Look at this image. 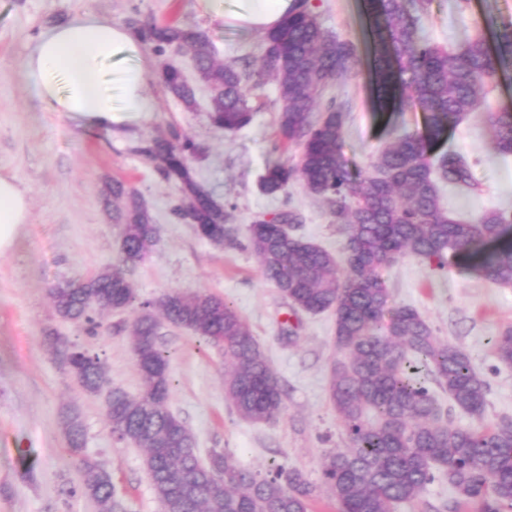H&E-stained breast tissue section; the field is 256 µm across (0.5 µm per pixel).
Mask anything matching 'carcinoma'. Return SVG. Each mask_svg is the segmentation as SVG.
<instances>
[{
  "mask_svg": "<svg viewBox=\"0 0 512 512\" xmlns=\"http://www.w3.org/2000/svg\"><path fill=\"white\" fill-rule=\"evenodd\" d=\"M432 0H366L374 53L368 65L374 105L384 112L418 107L426 115L422 133L395 136L379 153L372 172L356 179L343 152L342 109L330 102L315 112L328 80L361 64L358 48L323 29L299 3L275 31L265 36L263 69L279 85L277 126L285 145L301 148L299 163L270 164L263 176L266 192L285 190L293 181L323 200L345 225L342 259L290 235L300 222L288 210L252 222L245 248L258 259L264 277L292 307L335 315V355L329 400L343 424L348 446L332 448L321 461V483L338 512H395L419 500L436 475L448 480L455 497L447 512L472 505L476 512L512 509V421L494 429L464 428L442 421L437 401L426 386L433 380L454 406L480 419L487 383L469 357L435 336L414 308L388 312L389 289L382 272L405 256L439 267L464 257L482 280L512 286V215L499 210L462 223L440 201V183L468 186L462 157L430 153L448 132L473 112L483 110L481 93L512 58V19L500 22L496 47L468 40L448 50L429 39L420 20ZM144 44L163 55L171 46L191 52L201 80L214 87L210 120L233 133L252 118L246 75L233 62L215 64L208 36L172 24L140 27ZM164 88L185 107L195 106V89L182 72L166 66ZM497 150L512 155V105L488 111ZM137 151L156 164L159 176L181 192L177 220L193 225L196 235L217 247L237 240V228L196 180L191 162L199 146L172 127ZM112 199L123 201L112 220L121 226V264L83 279L63 281L50 290L54 312L62 320L95 330L90 306L99 297L114 310L140 305L132 330V349L147 342L149 359L136 358L141 392L131 396L110 387L99 356L56 333L48 334L52 353L89 395L109 391L107 413L112 436L141 449L144 467L162 512H310L316 486L299 470L269 472L241 467L234 456L213 449L199 458L195 438L169 408L170 374L159 347L161 325L192 331L224 350L231 370L224 375V399L238 416L267 423L284 410L282 390L250 324L224 298L207 292H171L154 302H138L125 270L142 262L156 227L146 203L122 182H112ZM500 363L512 367V327L494 338ZM69 446L81 457V478L72 489L100 512H128L111 472L84 454L80 414L62 416Z\"/></svg>",
  "mask_w": 512,
  "mask_h": 512,
  "instance_id": "cac0c4a2",
  "label": "carcinoma"
}]
</instances>
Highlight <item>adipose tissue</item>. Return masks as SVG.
<instances>
[{
  "label": "adipose tissue",
  "instance_id": "adipose-tissue-1",
  "mask_svg": "<svg viewBox=\"0 0 512 512\" xmlns=\"http://www.w3.org/2000/svg\"><path fill=\"white\" fill-rule=\"evenodd\" d=\"M237 2L230 12L224 0H196V7L219 24L265 33L278 27L293 6V0ZM153 77L140 35L92 13L46 27L18 73L32 86L40 111L78 114L104 128L148 117L154 109L147 93ZM28 218L26 192L13 178L0 176V253L17 246Z\"/></svg>",
  "mask_w": 512,
  "mask_h": 512
}]
</instances>
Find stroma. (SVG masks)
I'll return each mask as SVG.
<instances>
[{
	"mask_svg": "<svg viewBox=\"0 0 512 512\" xmlns=\"http://www.w3.org/2000/svg\"><path fill=\"white\" fill-rule=\"evenodd\" d=\"M328 32L364 47L368 18L363 0H306ZM93 12L125 24L172 21L205 32L217 63L232 60L262 71L263 33L218 26L199 14L194 0H0V175L15 178L30 201L21 244L0 253V512H97L88 499L66 495L79 481L80 465L61 424L66 405L78 408L89 455L105 464L129 512H160L140 449L116 441L102 397L90 396L61 368L45 343L55 331L88 349L104 363L113 386L138 395L140 377L131 344L138 308L94 309L96 333L60 320L49 291L60 281L90 276L120 260V228L112 220L109 187L119 180L140 195L158 228L155 246L127 277L140 301L173 291L222 296L252 326L284 390V411L274 422L242 420L224 399V353L193 333L163 325L160 349L169 362V405L196 438L200 457L212 449L231 452L253 471L276 467L302 471L320 484L324 452L347 445L344 428L328 396L334 355V316L292 308L266 280L255 255L228 242L217 248L178 222L172 209L178 187L157 174L138 147L177 127L201 148L193 168L198 182L231 215L238 229L253 221L294 210L300 216L291 234L333 254L346 243L342 225L300 182L268 194L260 180L275 161L293 164L296 146L281 148L276 125L279 90L264 74L250 91L251 123L227 134L209 118L211 91L189 53L168 50L155 69L178 67L193 85L194 109H186L160 81L148 93L155 110L140 124L97 128L72 113L43 112L17 72L46 27ZM512 18V0H434L421 23L429 38L445 47L464 43L475 32L493 39L502 19ZM484 19L476 29V19ZM322 101L344 107L343 151L353 171L372 169L391 127L424 129V114L410 108L374 114L366 68L327 83ZM443 149L460 155L472 173L470 185H441V203L456 220L470 222L489 210L512 213V156L501 155L483 113L471 114L448 132ZM383 276L392 307L415 308L436 336L456 346L488 383L486 411L475 421L436 390L443 417L457 426L488 427L512 421V368L497 359L493 339L512 325V287L484 282L464 264L437 269L407 256Z\"/></svg>",
	"mask_w": 512,
	"mask_h": 512,
	"instance_id": "stroma-1",
	"label": "stroma"
}]
</instances>
